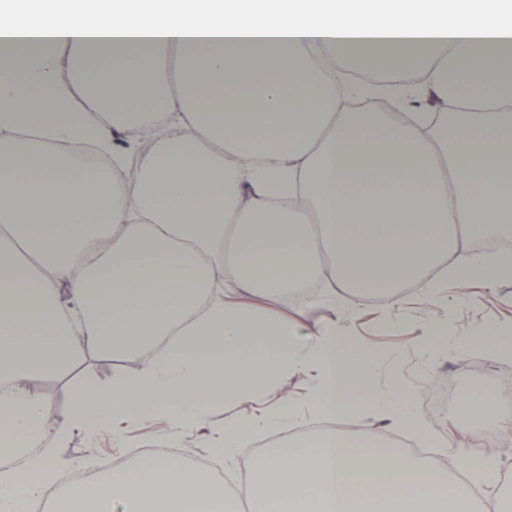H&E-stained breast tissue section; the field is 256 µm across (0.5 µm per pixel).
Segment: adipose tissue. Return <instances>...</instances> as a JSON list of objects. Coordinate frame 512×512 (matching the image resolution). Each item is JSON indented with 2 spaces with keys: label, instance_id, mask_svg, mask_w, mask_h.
<instances>
[{
  "label": "adipose tissue",
  "instance_id": "1",
  "mask_svg": "<svg viewBox=\"0 0 512 512\" xmlns=\"http://www.w3.org/2000/svg\"><path fill=\"white\" fill-rule=\"evenodd\" d=\"M0 53V512H29L75 432L163 417L176 441L302 370L327 428L253 456L235 489L250 512H476L445 467L338 430L370 390L368 356L341 333L305 343L249 298L389 296L440 265L455 290L512 275V256L468 247L512 225V0H0ZM350 59L418 72L446 121L349 111ZM156 120L180 138L101 191L83 144ZM115 351L124 374L65 415L27 389ZM414 399L375 401L445 447ZM277 416L294 403L226 424L215 452L241 453ZM39 433L55 445L28 455L17 489L8 462ZM227 507L212 473L149 453L45 512Z\"/></svg>",
  "mask_w": 512,
  "mask_h": 512
}]
</instances>
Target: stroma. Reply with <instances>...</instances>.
<instances>
[{"mask_svg":"<svg viewBox=\"0 0 512 512\" xmlns=\"http://www.w3.org/2000/svg\"><path fill=\"white\" fill-rule=\"evenodd\" d=\"M297 311L295 331L302 340L316 341L333 329L358 337L360 346L373 357L372 383L380 392L399 386L416 391V409L448 439L447 447L429 452V459L452 460V450L459 446L484 452L491 439L512 445V413L477 426L466 401L472 390L504 394V376L512 372V352L492 354L487 348L464 344L466 337L477 334L487 336L490 345L501 344L500 328L512 327V278L477 280L460 292L443 296L412 291L402 294L400 303L393 307L356 295L336 305L319 295L298 305ZM431 325L449 329V338L454 342L453 348L432 357L426 353V331ZM122 362L117 354H92L67 378L47 377L54 392L51 403L55 411L66 414L74 395L84 386L111 384L123 374ZM314 387L310 374L297 372L283 379L263 403L223 402L204 422L184 428L183 444L194 455L215 459L225 475H236L239 458L215 454L210 444L202 442V435L219 436L225 423L272 411L286 397L297 404L300 422L281 425L280 430L287 433L289 440H296L309 432L313 422L309 405ZM361 403L360 412L347 414L341 422L347 441L361 448L411 455V448L396 439L406 430L397 407L373 404L366 396ZM122 431L125 445L121 448L116 447L108 430L92 437L75 433L67 445L56 448L58 457L66 462L58 474L57 486L70 485L74 469L86 467L88 462L109 463L116 457L129 462L146 448L168 442V425L162 418L126 424Z\"/></svg>","mask_w":512,"mask_h":512,"instance_id":"obj_1","label":"stroma"}]
</instances>
